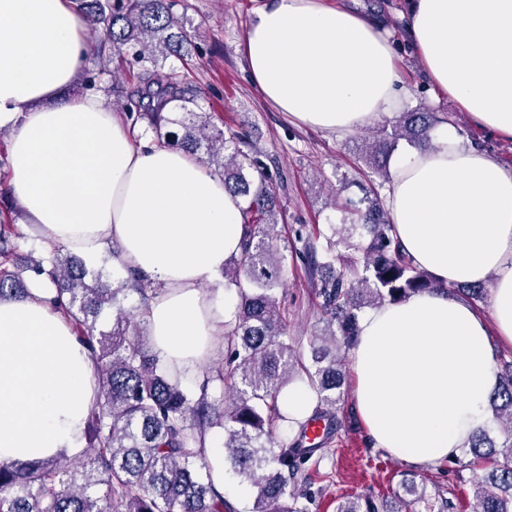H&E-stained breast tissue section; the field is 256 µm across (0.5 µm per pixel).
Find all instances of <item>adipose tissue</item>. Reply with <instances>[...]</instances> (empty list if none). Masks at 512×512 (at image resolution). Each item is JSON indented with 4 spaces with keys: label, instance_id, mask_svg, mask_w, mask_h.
<instances>
[{
    "label": "adipose tissue",
    "instance_id": "ef3b65f1",
    "mask_svg": "<svg viewBox=\"0 0 512 512\" xmlns=\"http://www.w3.org/2000/svg\"><path fill=\"white\" fill-rule=\"evenodd\" d=\"M407 30L432 84L474 123L512 140V0H408ZM90 52L74 0H0L5 187L49 243L119 244L156 290L152 351L196 377L237 296L202 290L243 237L239 198L187 153L135 143L93 97L63 98ZM243 53L252 83L296 123L341 135L390 114L403 93L388 33L338 0H264ZM412 262L444 285L491 281V318L436 293L363 315L348 353L371 447L415 467L458 457L488 423L498 384L487 320L512 343V170L451 126L392 166L386 190ZM33 285L0 302V463L81 448L96 363Z\"/></svg>",
    "mask_w": 512,
    "mask_h": 512
}]
</instances>
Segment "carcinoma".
<instances>
[{
  "instance_id": "carcinoma-1",
  "label": "carcinoma",
  "mask_w": 512,
  "mask_h": 512,
  "mask_svg": "<svg viewBox=\"0 0 512 512\" xmlns=\"http://www.w3.org/2000/svg\"><path fill=\"white\" fill-rule=\"evenodd\" d=\"M180 0H75L78 13L100 29L113 50L138 65V99L125 112L130 129H143L160 145L179 148L221 176L224 189L242 201L243 239L238 256L224 264V286L236 290L233 322L224 325L218 357L201 378L184 382L142 346L139 318L154 288L128 270L107 280L72 252L52 248L31 267H17L13 256L23 236L0 224V301L24 297L33 280L55 288L54 302L75 327L97 362L98 403L85 424L88 441L80 457L64 453L24 463L0 464V512H235L210 479L205 454L209 436L224 448V463L256 490L251 512H307L312 477L305 464L325 451L327 441L303 446L309 422L329 420L344 382L336 351L350 350L363 309L395 304L413 294L442 292L483 299L479 284L444 286L415 266L395 235L389 212L374 197L353 209V223L342 224L337 239L320 244L301 225L295 249L309 275L318 278L315 306L325 332L314 335L308 354L288 343V322L276 285L282 282L288 246L276 232L277 209L270 175L245 135H224L198 98L187 95L186 76L164 63L192 50ZM437 116L406 112L392 131H381L364 161L388 177L386 160L401 138L414 147L428 143ZM176 124L181 136L166 127ZM351 275L336 271V262ZM138 303L127 305L129 296ZM295 387L314 396L311 414L301 420L280 409V399ZM493 418L502 423L501 449L482 429L467 443L473 465L490 471L475 481L477 512H512V360L504 362L498 386L487 398ZM297 428L292 439L279 432ZM336 512H379L370 496L349 500Z\"/></svg>"
}]
</instances>
